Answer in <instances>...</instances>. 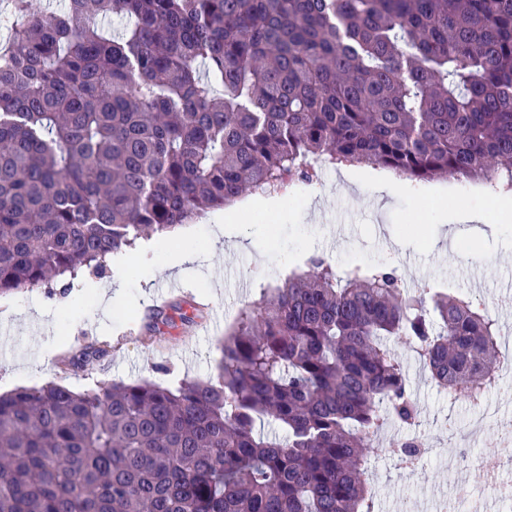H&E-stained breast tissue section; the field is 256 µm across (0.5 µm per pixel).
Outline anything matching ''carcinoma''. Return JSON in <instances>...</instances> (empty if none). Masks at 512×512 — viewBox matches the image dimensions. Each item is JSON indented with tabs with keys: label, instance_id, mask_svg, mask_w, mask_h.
I'll return each instance as SVG.
<instances>
[{
	"label": "carcinoma",
	"instance_id": "cac0c4a2",
	"mask_svg": "<svg viewBox=\"0 0 512 512\" xmlns=\"http://www.w3.org/2000/svg\"><path fill=\"white\" fill-rule=\"evenodd\" d=\"M4 3L1 296L311 184L314 158L512 192V0ZM389 336L450 395L493 384L481 304L314 257L224 331L213 379L0 394V512H372L376 440L418 417Z\"/></svg>",
	"mask_w": 512,
	"mask_h": 512
}]
</instances>
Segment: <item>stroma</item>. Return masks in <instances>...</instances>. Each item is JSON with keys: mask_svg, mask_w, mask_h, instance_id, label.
<instances>
[{"mask_svg": "<svg viewBox=\"0 0 512 512\" xmlns=\"http://www.w3.org/2000/svg\"><path fill=\"white\" fill-rule=\"evenodd\" d=\"M378 176L372 167L323 169L316 183L296 184L293 198L278 196L280 215L239 212L215 245L198 235L192 241L195 260L174 277L142 239L127 252L126 266L83 271L61 288L52 282L0 296V342L12 349L0 356V381L22 373L28 388L54 382L83 391L119 381L174 387L186 378H215L217 341L225 329L264 289L305 270L312 257L341 272L379 264L395 269L410 287L467 294L498 322L501 337H512V300L504 297L512 289V222L489 214L478 194L480 182L400 178L381 197L374 192ZM470 210L484 211V219H465ZM89 281L111 291V306L80 297ZM176 305L184 317L151 324L153 310L171 313ZM51 337L60 345L52 356L46 352ZM101 342L111 347L103 360L72 370L64 366V358ZM390 344L402 359L419 419L412 430L391 424L379 438L368 468L376 490L373 512H409L414 506L433 512L512 421V381L488 393L493 414L483 419L465 397L445 399L409 344L397 338ZM413 433L431 454L411 474L401 465L399 445Z\"/></svg>", "mask_w": 512, "mask_h": 512, "instance_id": "35a3bbf8", "label": "stroma"}]
</instances>
